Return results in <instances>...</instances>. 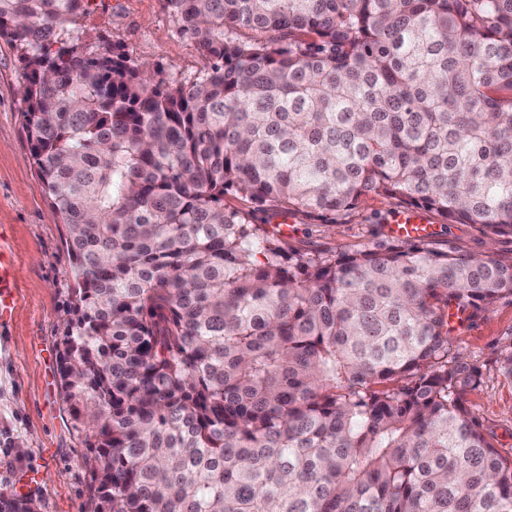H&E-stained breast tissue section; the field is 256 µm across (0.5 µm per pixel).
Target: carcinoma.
<instances>
[{"label": "carcinoma", "mask_w": 512, "mask_h": 512, "mask_svg": "<svg viewBox=\"0 0 512 512\" xmlns=\"http://www.w3.org/2000/svg\"><path fill=\"white\" fill-rule=\"evenodd\" d=\"M88 2L0 0V39L66 228L90 512H512V448L452 341L512 301V248L310 250L224 207L377 195L512 245V0H166L210 62L189 86L65 39Z\"/></svg>", "instance_id": "obj_1"}]
</instances>
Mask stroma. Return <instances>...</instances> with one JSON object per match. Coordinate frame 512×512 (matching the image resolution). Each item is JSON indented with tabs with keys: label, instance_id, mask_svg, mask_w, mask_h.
<instances>
[{
	"label": "stroma",
	"instance_id": "obj_1",
	"mask_svg": "<svg viewBox=\"0 0 512 512\" xmlns=\"http://www.w3.org/2000/svg\"><path fill=\"white\" fill-rule=\"evenodd\" d=\"M75 35L86 51L121 47L178 82L191 83L205 71L165 0H93ZM23 72L19 52L0 39V248L11 252L16 268L15 306L0 321V492L32 495L40 512H87L90 450L61 400L57 374L62 308L72 286L65 227L52 216L29 158L18 94ZM397 211L396 200L369 197L333 223L293 217L288 237L303 246L352 250L370 244ZM510 334L512 303L502 301L477 326L453 336L484 373L468 405L502 448H512V378L498 372L496 358Z\"/></svg>",
	"mask_w": 512,
	"mask_h": 512
}]
</instances>
